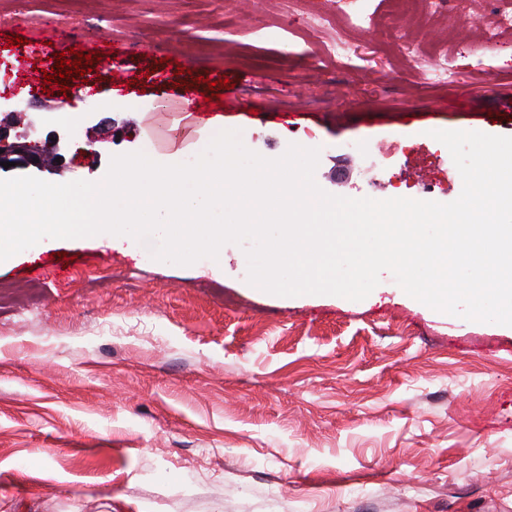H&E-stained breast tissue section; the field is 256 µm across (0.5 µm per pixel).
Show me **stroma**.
Returning <instances> with one entry per match:
<instances>
[{
    "label": "stroma",
    "mask_w": 512,
    "mask_h": 512,
    "mask_svg": "<svg viewBox=\"0 0 512 512\" xmlns=\"http://www.w3.org/2000/svg\"><path fill=\"white\" fill-rule=\"evenodd\" d=\"M0 0V119L59 134L40 179L100 181L153 141L193 161L215 127L277 158L319 149L342 197L449 203L435 130L512 136L504 0ZM79 35L133 72L93 104L15 86L6 37ZM413 53H406V46ZM440 58L448 80L424 73ZM229 79L238 112L190 117L183 86ZM368 147L352 155L345 144ZM180 266L61 239L0 263V489L14 512H512V329L441 313L385 271L371 294L252 290L242 246Z\"/></svg>",
    "instance_id": "35a3bbf8"
}]
</instances>
